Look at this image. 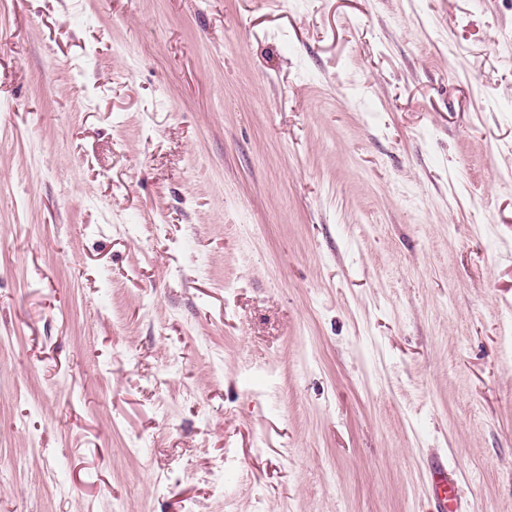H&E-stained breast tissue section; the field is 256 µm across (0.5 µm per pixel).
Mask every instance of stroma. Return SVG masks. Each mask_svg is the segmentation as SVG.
<instances>
[{
  "mask_svg": "<svg viewBox=\"0 0 512 512\" xmlns=\"http://www.w3.org/2000/svg\"><path fill=\"white\" fill-rule=\"evenodd\" d=\"M0 512H512V0H0ZM429 495L431 512H467L448 465L438 458L429 464Z\"/></svg>",
  "mask_w": 512,
  "mask_h": 512,
  "instance_id": "stroma-1",
  "label": "stroma"
}]
</instances>
